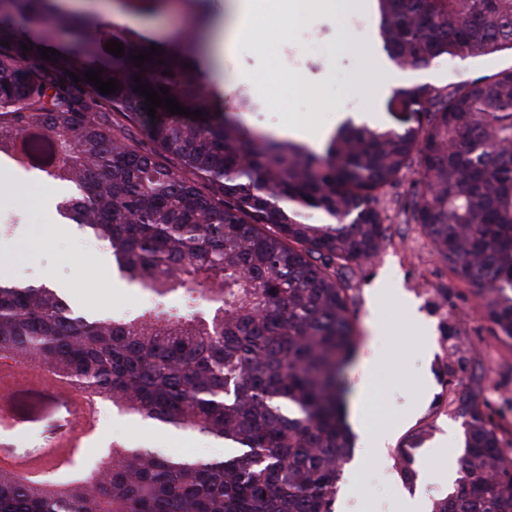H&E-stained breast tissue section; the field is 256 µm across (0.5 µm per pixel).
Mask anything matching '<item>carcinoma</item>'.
Here are the masks:
<instances>
[{
    "mask_svg": "<svg viewBox=\"0 0 512 512\" xmlns=\"http://www.w3.org/2000/svg\"><path fill=\"white\" fill-rule=\"evenodd\" d=\"M165 2L123 0L145 15ZM376 4L383 49L400 66L512 52V0ZM111 39L124 56L106 52ZM151 44L60 0H0V162L68 188L57 213L156 299L135 316H86L55 288L5 276L0 360L234 455L114 442L87 472L78 453L65 466L44 460L32 478L0 471V512H334L352 450L339 379L355 328L342 270L382 248L378 199L407 173L422 185L412 220L455 278L478 287L491 334L512 347V66L443 89L397 88L393 126L348 121L318 151L245 136L183 33L138 68L129 54ZM90 68L116 92L86 81ZM137 74L201 116L161 106L150 118ZM305 210L325 221L305 222ZM455 411L458 477L432 512H512V444L480 391Z\"/></svg>",
    "mask_w": 512,
    "mask_h": 512,
    "instance_id": "1",
    "label": "carcinoma"
}]
</instances>
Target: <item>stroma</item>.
<instances>
[{
    "label": "stroma",
    "instance_id": "obj_1",
    "mask_svg": "<svg viewBox=\"0 0 512 512\" xmlns=\"http://www.w3.org/2000/svg\"><path fill=\"white\" fill-rule=\"evenodd\" d=\"M289 10V0H256L253 36L225 49L218 61L217 79L225 95L244 87L262 105L260 111L242 113L246 133L280 136L296 121L325 130L346 111L373 126H390L393 119L385 109L389 92L377 74L381 66L391 72L397 86L443 88L512 65V53L506 51L476 58H438L420 68L401 67L382 50L375 5L364 8L371 24L359 34L350 30L347 17L321 8L311 12L307 21L327 38V63L306 74V89L301 92L295 80L280 75L275 65L280 45L301 37L296 27L286 23ZM417 179V174H407L381 198L387 240L374 257L351 263L345 273L356 329L354 357L343 373L347 410L352 413L359 408L364 360L378 354L374 400L379 411L370 414L369 424L388 440L375 458L355 446L335 512H430L432 501L448 493L447 485L437 480L440 467L458 461L461 454V420L454 400L464 390L482 389L495 421L512 432V349L491 335L477 306L476 288L459 282L421 225L408 222L407 205ZM62 193L59 185L27 186L18 178L0 177V215L16 218L12 231L0 234V245L10 246L16 255L10 276L36 284L52 276L64 286L71 305L90 315L125 316L152 306L153 296L119 279L102 242L53 216ZM384 280L396 283L401 296L375 298L373 289ZM410 307L427 324L429 336H422L409 319ZM376 327L381 330L377 339L372 336ZM71 418V412L61 407L22 422L26 440H0V456L43 454L45 439L66 433ZM421 428L427 429V439L420 447H410L411 435ZM95 436L98 444L88 450L93 457L101 455L103 444L115 440L206 459L228 453L209 438L162 431L107 408L100 414ZM403 454L413 460L414 479H407L400 470L397 459Z\"/></svg>",
    "mask_w": 512,
    "mask_h": 512
}]
</instances>
